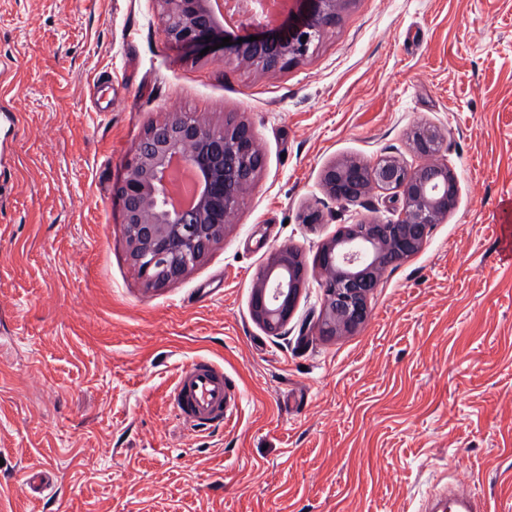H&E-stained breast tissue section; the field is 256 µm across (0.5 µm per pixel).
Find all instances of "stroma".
I'll return each instance as SVG.
<instances>
[{
  "mask_svg": "<svg viewBox=\"0 0 512 512\" xmlns=\"http://www.w3.org/2000/svg\"><path fill=\"white\" fill-rule=\"evenodd\" d=\"M160 0H0V512H417L465 479L512 512V0H348L316 48L262 73L170 42ZM112 103L98 111L94 97ZM172 112L248 123L253 190L190 273L147 287L116 189ZM441 127L455 208L390 265L355 332L317 331L312 263L345 224L324 167L424 164ZM321 209L305 224L302 212ZM296 247L308 279L286 336L252 320L253 280ZM196 358L241 400L198 433L169 393ZM44 466L56 487L26 497ZM445 141L440 127L424 124L417 127L412 135V149L424 156L438 155Z\"/></svg>",
  "mask_w": 512,
  "mask_h": 512,
  "instance_id": "obj_1",
  "label": "stroma"
}]
</instances>
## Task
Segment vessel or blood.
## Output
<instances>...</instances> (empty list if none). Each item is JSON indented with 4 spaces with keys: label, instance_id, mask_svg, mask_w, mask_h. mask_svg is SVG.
<instances>
[{
    "label": "vessel or blood",
    "instance_id": "b4317fda",
    "mask_svg": "<svg viewBox=\"0 0 512 512\" xmlns=\"http://www.w3.org/2000/svg\"><path fill=\"white\" fill-rule=\"evenodd\" d=\"M176 417L195 430H206L223 423L226 406L237 401L234 386L221 367L200 358L184 367L170 392ZM53 484L51 474L30 469L23 482L27 494H40ZM422 512H485L480 500L469 487L455 484L443 492L428 496Z\"/></svg>",
    "mask_w": 512,
    "mask_h": 512
}]
</instances>
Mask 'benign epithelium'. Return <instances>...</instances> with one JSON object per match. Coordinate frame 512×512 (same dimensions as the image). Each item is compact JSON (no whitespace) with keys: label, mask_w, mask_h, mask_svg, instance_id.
<instances>
[{"label":"benign epithelium","mask_w":512,"mask_h":512,"mask_svg":"<svg viewBox=\"0 0 512 512\" xmlns=\"http://www.w3.org/2000/svg\"><path fill=\"white\" fill-rule=\"evenodd\" d=\"M167 5V38L199 53L220 51L237 65L276 71L308 54L336 23L347 0H162ZM232 18L257 40L213 49L226 37L223 20ZM445 135L424 124L412 135V149L424 156L441 152ZM192 163L198 177L195 199L176 202L167 190L174 160ZM262 151L243 122L213 129L193 115L175 114L153 125L141 139L117 187L122 226L131 256L150 287L182 278L224 237L228 219L254 186ZM322 185L337 202L351 204L374 187L402 198L398 218L388 224L363 220L344 225L322 243L314 266L324 277L321 333L357 330L369 315L368 299L385 269L418 253L435 224L457 203L458 182L446 163L411 168L396 157L372 165L334 161ZM308 268L301 252L282 246L272 252L251 294L253 320L269 336H284L305 288Z\"/></svg>","instance_id":"benign-epithelium-1"}]
</instances>
